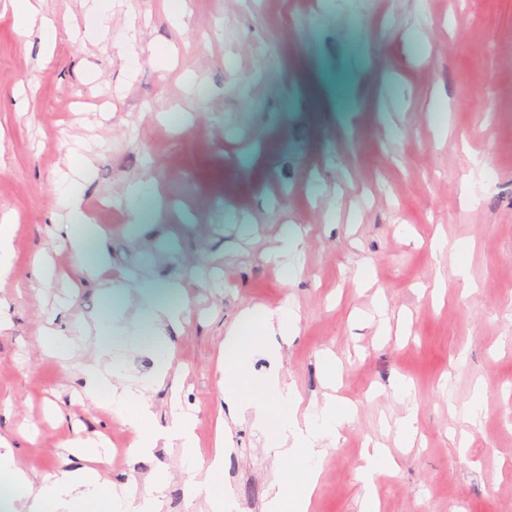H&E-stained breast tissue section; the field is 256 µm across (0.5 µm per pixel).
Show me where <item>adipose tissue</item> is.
<instances>
[{
	"instance_id": "adipose-tissue-1",
	"label": "adipose tissue",
	"mask_w": 512,
	"mask_h": 512,
	"mask_svg": "<svg viewBox=\"0 0 512 512\" xmlns=\"http://www.w3.org/2000/svg\"><path fill=\"white\" fill-rule=\"evenodd\" d=\"M57 184L69 210L66 238L76 253H83L87 239L95 231L86 222L77 183L70 173L62 171ZM257 320L262 321L267 331L285 333L294 327L297 315L288 303L275 310H245L239 319V332L229 333L224 342V360L228 366H243L249 356L264 351L262 337L248 332ZM125 371L124 364L110 361L84 364V398L94 404L108 401L123 424L140 430L137 451H149L161 441L181 448L182 466L191 472L204 473L202 479L189 483V501L201 499L210 512H224L227 495L218 482L224 463L223 448H216L212 465L201 469L203 457L195 435L196 417L189 412L173 413L162 430L143 431L142 426L152 418L153 411L139 390L127 384ZM324 372L328 391L319 402L303 403L294 384L276 375L265 380L263 395H256L252 382L244 377L238 378L236 388L227 392L240 414L249 415L253 427L263 433L265 448L277 464L264 512H308L319 476L315 462L322 457L327 438L356 413L353 403L333 393L338 373L335 359L326 358ZM276 406L284 411L278 419L272 415ZM76 451L85 459L84 467L54 480L39 481L17 467L13 448L6 444L0 446V483L8 491L7 506L11 512H88L92 507L100 512H162L166 475L154 477L150 490L137 500L129 491L99 483L98 472L91 466L99 458L98 449L82 444Z\"/></svg>"
}]
</instances>
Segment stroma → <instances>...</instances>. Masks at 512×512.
I'll list each match as a JSON object with an SVG mask.
<instances>
[{
	"label": "stroma",
	"mask_w": 512,
	"mask_h": 512,
	"mask_svg": "<svg viewBox=\"0 0 512 512\" xmlns=\"http://www.w3.org/2000/svg\"><path fill=\"white\" fill-rule=\"evenodd\" d=\"M110 0L105 38H86L92 0H40L56 35L20 37L0 0V216L14 254L0 280V438L30 476L81 467L74 440L136 441L108 405L80 400L79 368L101 354L97 326L122 311L112 359L151 373L155 342L136 297L183 306L167 329L171 373L152 387L150 430L172 402L195 411L236 512H262L273 461L225 399L224 341L244 310L292 297L294 335L246 362L310 402L327 354L354 420L330 443L308 512H512V0ZM97 156L79 185L104 253L76 257L58 224L56 173ZM84 167V166H83ZM142 183L146 225L127 222ZM300 228L297 276L268 255ZM458 254H433L437 234ZM115 289H108V282ZM444 292L433 297L436 282ZM178 283L176 292L165 289ZM53 328L65 362L43 353ZM482 413L469 421L475 392ZM415 412L413 447L394 443ZM397 462L365 477L364 449ZM177 447L97 469L145 493L167 474L163 512L188 502Z\"/></svg>",
	"instance_id": "obj_1"
}]
</instances>
